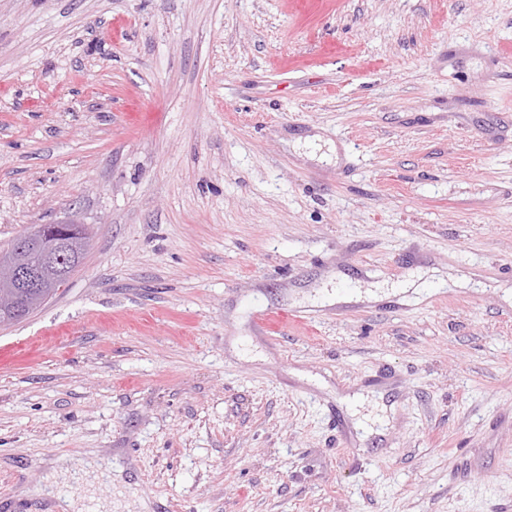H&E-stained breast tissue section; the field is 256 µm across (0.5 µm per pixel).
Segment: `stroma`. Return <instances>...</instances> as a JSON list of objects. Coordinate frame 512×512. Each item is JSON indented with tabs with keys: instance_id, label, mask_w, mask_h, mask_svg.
Segmentation results:
<instances>
[{
	"instance_id": "obj_1",
	"label": "stroma",
	"mask_w": 512,
	"mask_h": 512,
	"mask_svg": "<svg viewBox=\"0 0 512 512\" xmlns=\"http://www.w3.org/2000/svg\"><path fill=\"white\" fill-rule=\"evenodd\" d=\"M74 214L0 512H512V0H0V249Z\"/></svg>"
}]
</instances>
